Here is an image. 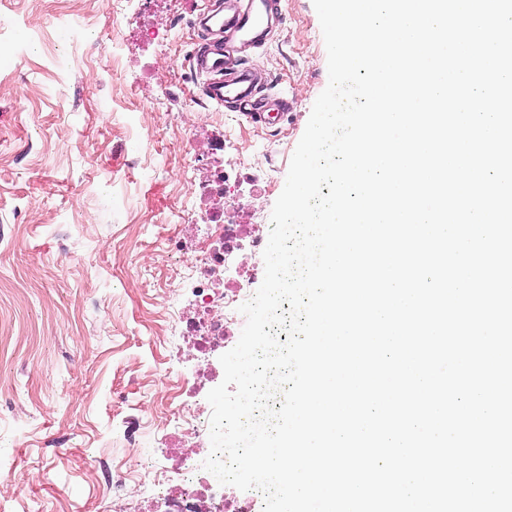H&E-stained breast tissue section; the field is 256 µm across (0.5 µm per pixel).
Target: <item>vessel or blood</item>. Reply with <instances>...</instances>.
<instances>
[{"label": "vessel or blood", "instance_id": "vessel-or-blood-1", "mask_svg": "<svg viewBox=\"0 0 512 512\" xmlns=\"http://www.w3.org/2000/svg\"><path fill=\"white\" fill-rule=\"evenodd\" d=\"M281 0H224L209 15L205 38L191 53V66L202 77V94L210 102L238 108L254 124L269 126L275 114L256 99V71L237 68L239 45L260 43L267 22L281 15Z\"/></svg>", "mask_w": 512, "mask_h": 512}]
</instances>
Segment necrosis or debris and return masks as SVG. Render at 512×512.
<instances>
[{
    "label": "necrosis or debris",
    "instance_id": "obj_1",
    "mask_svg": "<svg viewBox=\"0 0 512 512\" xmlns=\"http://www.w3.org/2000/svg\"><path fill=\"white\" fill-rule=\"evenodd\" d=\"M241 225L235 224L231 210L225 209L212 215L211 237L199 248L194 258L185 260L184 266L196 283V296L203 311L209 312L210 320L203 333L195 338L198 350L209 351L222 344L224 323L233 319L238 308L247 302V295L236 290L217 293L214 284L224 278V264L231 256ZM223 301L220 314H212L216 301ZM152 488L158 499L168 504V512H243L242 506L225 499L223 486L217 478L202 467L183 470H165L156 475Z\"/></svg>",
    "mask_w": 512,
    "mask_h": 512
}]
</instances>
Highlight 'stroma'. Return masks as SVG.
<instances>
[{
	"label": "stroma",
	"instance_id": "35a3bbf8",
	"mask_svg": "<svg viewBox=\"0 0 512 512\" xmlns=\"http://www.w3.org/2000/svg\"><path fill=\"white\" fill-rule=\"evenodd\" d=\"M211 2L0 0V33L27 48L0 44V512H102L127 462L140 476L110 499L118 512H165L148 490L158 450L195 445L171 403L210 411L224 378L245 316L207 354L183 334L200 313L181 258L217 207L194 190L239 172L226 202L248 233L232 281L255 293L251 237L270 223L328 68L313 0H282L273 36L242 63L288 114L261 127L205 104L188 57ZM65 15L82 37L60 27ZM175 15L172 42L146 40ZM221 136L226 149L207 152ZM186 203L189 227L175 221Z\"/></svg>",
	"mask_w": 512,
	"mask_h": 512
}]
</instances>
